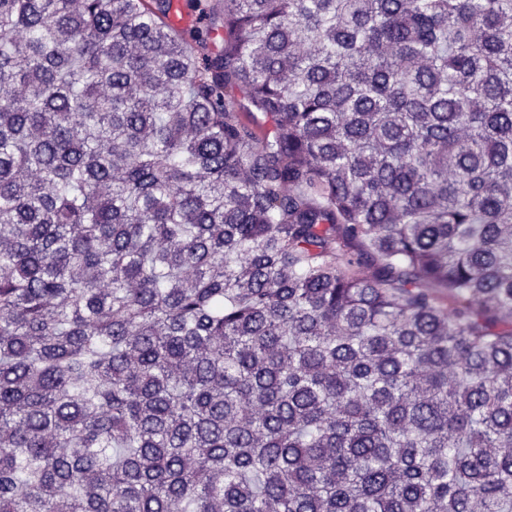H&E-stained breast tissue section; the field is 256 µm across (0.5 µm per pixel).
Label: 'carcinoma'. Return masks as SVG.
<instances>
[{
    "label": "carcinoma",
    "mask_w": 512,
    "mask_h": 512,
    "mask_svg": "<svg viewBox=\"0 0 512 512\" xmlns=\"http://www.w3.org/2000/svg\"><path fill=\"white\" fill-rule=\"evenodd\" d=\"M190 2L0 0V512H512V0Z\"/></svg>",
    "instance_id": "1"
}]
</instances>
